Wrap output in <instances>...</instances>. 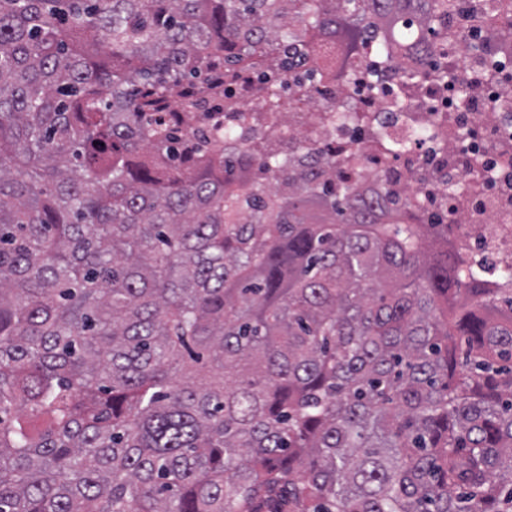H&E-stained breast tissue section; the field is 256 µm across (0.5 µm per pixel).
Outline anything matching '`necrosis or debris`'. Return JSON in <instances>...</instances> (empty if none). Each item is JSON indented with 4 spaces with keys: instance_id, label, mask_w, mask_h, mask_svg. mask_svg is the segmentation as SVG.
<instances>
[{
    "instance_id": "4bbe7bcc",
    "label": "necrosis or debris",
    "mask_w": 512,
    "mask_h": 512,
    "mask_svg": "<svg viewBox=\"0 0 512 512\" xmlns=\"http://www.w3.org/2000/svg\"><path fill=\"white\" fill-rule=\"evenodd\" d=\"M448 47L443 90L433 79L398 78L397 93L370 92L353 111L341 93L294 104L285 142L302 145L311 132L335 141L337 159L358 170L378 193L423 201L419 222L447 215L448 236L475 266L512 270V0H448L436 22ZM476 48L458 58L462 41ZM404 143L384 157L379 133Z\"/></svg>"
}]
</instances>
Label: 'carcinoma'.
Wrapping results in <instances>:
<instances>
[{"instance_id": "obj_1", "label": "carcinoma", "mask_w": 512, "mask_h": 512, "mask_svg": "<svg viewBox=\"0 0 512 512\" xmlns=\"http://www.w3.org/2000/svg\"><path fill=\"white\" fill-rule=\"evenodd\" d=\"M440 8L0 0V512H512V288L224 128Z\"/></svg>"}]
</instances>
